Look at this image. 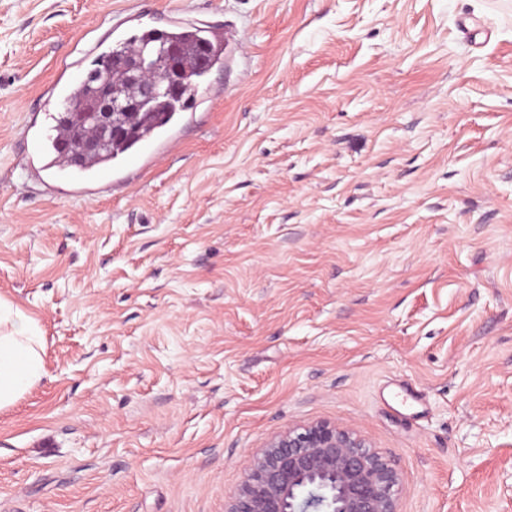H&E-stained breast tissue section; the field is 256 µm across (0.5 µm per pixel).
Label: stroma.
I'll return each mask as SVG.
<instances>
[{
    "label": "stroma",
    "instance_id": "stroma-1",
    "mask_svg": "<svg viewBox=\"0 0 512 512\" xmlns=\"http://www.w3.org/2000/svg\"><path fill=\"white\" fill-rule=\"evenodd\" d=\"M105 22L233 49L111 190L28 176ZM0 297L47 371L0 512H224L317 420L398 512H512V0H0Z\"/></svg>",
    "mask_w": 512,
    "mask_h": 512
}]
</instances>
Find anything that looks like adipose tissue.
Returning a JSON list of instances; mask_svg holds the SVG:
<instances>
[{
    "label": "adipose tissue",
    "instance_id": "1",
    "mask_svg": "<svg viewBox=\"0 0 512 512\" xmlns=\"http://www.w3.org/2000/svg\"><path fill=\"white\" fill-rule=\"evenodd\" d=\"M41 349L29 318L0 298V408L15 403L44 376Z\"/></svg>",
    "mask_w": 512,
    "mask_h": 512
}]
</instances>
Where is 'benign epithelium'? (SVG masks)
I'll use <instances>...</instances> for the list:
<instances>
[{
    "label": "benign epithelium",
    "mask_w": 512,
    "mask_h": 512,
    "mask_svg": "<svg viewBox=\"0 0 512 512\" xmlns=\"http://www.w3.org/2000/svg\"><path fill=\"white\" fill-rule=\"evenodd\" d=\"M183 66L174 45L131 52L119 71L137 82L136 92L91 101L82 121L118 135L122 114L160 94L184 90ZM399 483L391 461L353 430L316 421L285 429L256 453L224 512H398Z\"/></svg>",
    "instance_id": "7a95c632"
}]
</instances>
